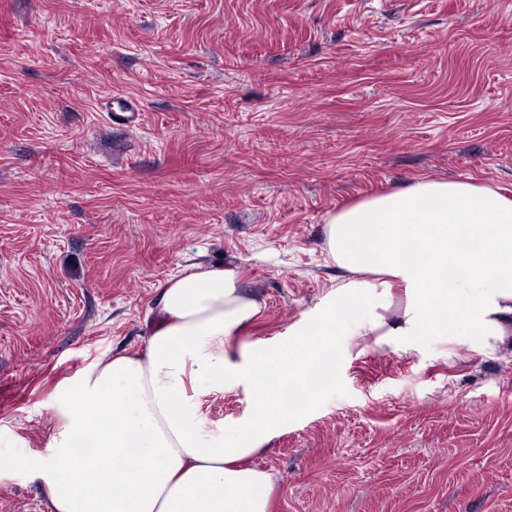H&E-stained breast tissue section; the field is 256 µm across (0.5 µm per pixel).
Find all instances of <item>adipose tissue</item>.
<instances>
[{"mask_svg":"<svg viewBox=\"0 0 512 512\" xmlns=\"http://www.w3.org/2000/svg\"><path fill=\"white\" fill-rule=\"evenodd\" d=\"M325 234L344 276L282 344L233 350L262 310L234 269L195 265L167 282L143 351L98 361L66 387L38 464L51 512H270L275 477L245 461L299 414L306 388L335 384L337 337L407 351L426 336L473 349L512 335V199L492 187L420 178L329 213ZM395 285L406 303L389 317ZM229 381L249 417L208 422L199 397Z\"/></svg>","mask_w":512,"mask_h":512,"instance_id":"obj_1","label":"adipose tissue"}]
</instances>
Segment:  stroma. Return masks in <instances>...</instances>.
I'll return each instance as SVG.
<instances>
[{"instance_id": "1", "label": "stroma", "mask_w": 512, "mask_h": 512, "mask_svg": "<svg viewBox=\"0 0 512 512\" xmlns=\"http://www.w3.org/2000/svg\"><path fill=\"white\" fill-rule=\"evenodd\" d=\"M421 177L512 196V0H0V457L44 452L190 266L263 300L243 341H288L342 278L328 212ZM340 342L250 460L271 512H512L511 341ZM0 512H50L36 470L0 469ZM138 106L122 96H113L108 102L106 120L109 124H119L134 127L139 122Z\"/></svg>"}]
</instances>
